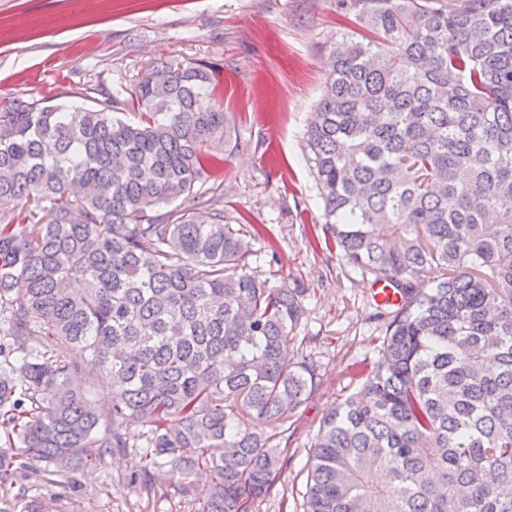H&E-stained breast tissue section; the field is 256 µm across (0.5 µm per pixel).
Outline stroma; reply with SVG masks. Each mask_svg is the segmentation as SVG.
I'll return each instance as SVG.
<instances>
[{
  "label": "stroma",
  "instance_id": "35a3bbf8",
  "mask_svg": "<svg viewBox=\"0 0 512 512\" xmlns=\"http://www.w3.org/2000/svg\"><path fill=\"white\" fill-rule=\"evenodd\" d=\"M336 0H0V100L64 105L89 89L116 91L155 62L203 61L224 101L223 163L206 186V209L228 224L255 225L248 270L273 285L304 289L292 356L320 367L317 393L286 419L287 449L274 491L255 512H303L311 442L323 417L359 386L377 358L383 324L370 279L326 244L320 190L304 142L330 68L348 34ZM143 430L93 467L56 475L43 463L0 486V512H202L203 485L178 494L165 481L138 484Z\"/></svg>",
  "mask_w": 512,
  "mask_h": 512
}]
</instances>
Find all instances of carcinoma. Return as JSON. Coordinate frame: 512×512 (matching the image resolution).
Wrapping results in <instances>:
<instances>
[{
	"label": "carcinoma",
	"instance_id": "obj_1",
	"mask_svg": "<svg viewBox=\"0 0 512 512\" xmlns=\"http://www.w3.org/2000/svg\"><path fill=\"white\" fill-rule=\"evenodd\" d=\"M373 37L333 47L307 131L332 248L395 288L378 358L322 420L303 512H512V0H341ZM95 105L0 109V431L28 462L81 471L145 428L203 512H252L286 460L271 427L320 386L288 357L296 288L248 272L206 193L224 153L212 70L161 66ZM138 113L123 120L115 113ZM84 352L71 363L66 354ZM80 373L106 381L108 416Z\"/></svg>",
	"mask_w": 512,
	"mask_h": 512
}]
</instances>
